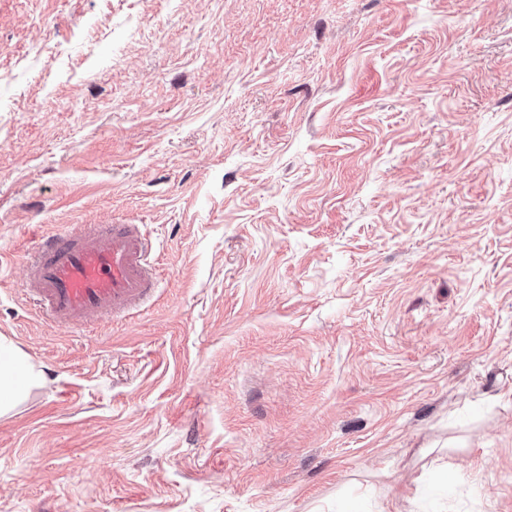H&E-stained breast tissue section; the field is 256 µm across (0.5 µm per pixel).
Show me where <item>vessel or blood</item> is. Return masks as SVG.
Instances as JSON below:
<instances>
[{
	"label": "vessel or blood",
	"instance_id": "obj_1",
	"mask_svg": "<svg viewBox=\"0 0 512 512\" xmlns=\"http://www.w3.org/2000/svg\"><path fill=\"white\" fill-rule=\"evenodd\" d=\"M23 267L25 295L56 326L125 319L157 292L151 244L135 224H86L45 236Z\"/></svg>",
	"mask_w": 512,
	"mask_h": 512
}]
</instances>
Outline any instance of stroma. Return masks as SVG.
Here are the masks:
<instances>
[{
    "label": "stroma",
    "instance_id": "1",
    "mask_svg": "<svg viewBox=\"0 0 512 512\" xmlns=\"http://www.w3.org/2000/svg\"><path fill=\"white\" fill-rule=\"evenodd\" d=\"M155 245L50 330L22 255ZM0 512H512V0H0ZM151 244L137 224H85L52 234L23 260V292L56 326L123 320L156 297ZM45 380L42 368L11 339L0 336V417L10 415Z\"/></svg>",
    "mask_w": 512,
    "mask_h": 512
}]
</instances>
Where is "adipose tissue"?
Returning <instances> with one entry per match:
<instances>
[{
	"label": "adipose tissue",
	"mask_w": 512,
	"mask_h": 512,
	"mask_svg": "<svg viewBox=\"0 0 512 512\" xmlns=\"http://www.w3.org/2000/svg\"><path fill=\"white\" fill-rule=\"evenodd\" d=\"M45 380L43 369L11 339L0 336V417L10 415Z\"/></svg>",
	"instance_id": "1"
}]
</instances>
